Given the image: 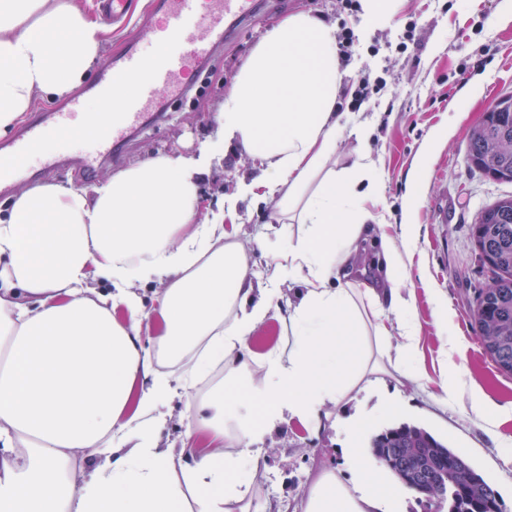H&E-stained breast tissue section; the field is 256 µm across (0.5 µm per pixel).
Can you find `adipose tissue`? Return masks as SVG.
<instances>
[{"mask_svg": "<svg viewBox=\"0 0 512 512\" xmlns=\"http://www.w3.org/2000/svg\"><path fill=\"white\" fill-rule=\"evenodd\" d=\"M101 32L79 0H0V136L38 99L82 87ZM343 80L335 26L299 10L258 41L213 115L217 141L258 161L260 186L300 226L282 228L265 288L219 217H202L193 156L160 151L89 190H17L0 215V512H243L273 430L297 420L321 431L333 409L383 384L375 359L426 380L409 364L419 336L398 252L382 248L387 289L347 281L369 218L354 188L372 174L359 160L325 167ZM287 278L306 285L288 305V340L254 353L251 337ZM96 279L110 292L90 288ZM142 282L160 287L156 338ZM218 364L223 379L198 393ZM440 390L439 403L467 399L494 433L500 407L465 385L451 357ZM176 398L184 431L173 452L159 432ZM369 416L344 420L348 473L320 468L300 512H401L400 491L364 454ZM201 432L212 438L203 450ZM79 457L98 465L79 472Z\"/></svg>", "mask_w": 512, "mask_h": 512, "instance_id": "adipose-tissue-1", "label": "adipose tissue"}]
</instances>
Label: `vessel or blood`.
I'll use <instances>...</instances> for the list:
<instances>
[{
    "mask_svg": "<svg viewBox=\"0 0 512 512\" xmlns=\"http://www.w3.org/2000/svg\"><path fill=\"white\" fill-rule=\"evenodd\" d=\"M257 9L258 0H152L154 23L105 62L92 86L93 92L105 94L111 91L114 76L134 79L120 118L109 125H89L78 95L40 113L0 150V190L27 178L36 162L45 173L70 169L84 179L95 176L134 134L188 97L203 67L240 23L256 16ZM149 49L155 62L143 80L139 74ZM49 130L66 140L89 143L90 149L75 158L42 155L40 145Z\"/></svg>",
    "mask_w": 512,
    "mask_h": 512,
    "instance_id": "obj_1",
    "label": "vessel or blood"
}]
</instances>
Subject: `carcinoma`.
I'll return each instance as SVG.
<instances>
[{"mask_svg": "<svg viewBox=\"0 0 512 512\" xmlns=\"http://www.w3.org/2000/svg\"><path fill=\"white\" fill-rule=\"evenodd\" d=\"M467 161L472 169L500 182L512 183V96L500 99L468 134ZM472 238L492 274L480 289L473 328L497 369L512 376V196L485 207L472 225ZM371 450L408 487L414 478L402 464L409 454L420 464L441 471L452 501L451 512H503L497 492L470 462L423 427L401 424L376 435Z\"/></svg>", "mask_w": 512, "mask_h": 512, "instance_id": "1", "label": "carcinoma"}]
</instances>
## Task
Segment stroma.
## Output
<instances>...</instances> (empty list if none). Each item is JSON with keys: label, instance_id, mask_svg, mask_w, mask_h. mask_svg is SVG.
Wrapping results in <instances>:
<instances>
[{"label": "stroma", "instance_id": "stroma-1", "mask_svg": "<svg viewBox=\"0 0 512 512\" xmlns=\"http://www.w3.org/2000/svg\"><path fill=\"white\" fill-rule=\"evenodd\" d=\"M260 2L256 20L240 26L211 61L204 89L191 93L161 124L143 128L121 147L114 165L101 168V175L162 150L196 153L214 135L213 113L233 76L266 31L289 13L305 9L323 15L340 30L354 32L360 26L356 8L346 7L345 0ZM500 4L501 0H404L388 26L355 40L352 56L343 65L348 90L336 104L343 117L330 165L342 169L363 155L374 164L379 194L370 210L382 228L369 231L350 278L377 284L379 235L387 233L404 256L405 286L414 294L411 319L420 336L416 361L428 375L423 385L405 383L402 408L376 414L371 434L402 423L426 428L457 448L498 493L503 512H512V377L497 370L471 328L477 292L489 276L471 227L484 207L512 195V183L489 179L466 164L470 129L499 98L512 96V20L500 18ZM152 21L150 0H128L125 21L109 27L105 35L104 56L119 51ZM365 75L381 90L360 104L351 89ZM359 124L371 128L366 140L354 133ZM257 174V161L225 154L201 178L208 213L222 211L225 196L233 194L241 181H254ZM404 223L415 227L408 244L400 235ZM224 227L248 250L252 275L265 279L270 255L261 243L275 240L281 228L273 202L262 189H255ZM301 288L298 282L281 283L279 308L255 330L254 351L284 341L288 301ZM440 300L455 313L454 324L447 329L436 320ZM454 336L466 341L455 357L463 366L465 382L481 385L508 410L499 421L498 439L479 427L467 402L447 408L435 401L440 364ZM343 438V432L332 426L310 435L296 420L273 431L264 444L266 467L253 478L249 512H263L271 499L297 507L321 464L345 470Z\"/></svg>", "mask_w": 512, "mask_h": 512}]
</instances>
